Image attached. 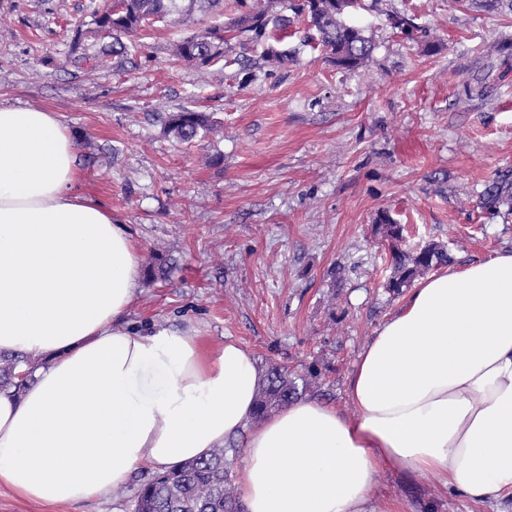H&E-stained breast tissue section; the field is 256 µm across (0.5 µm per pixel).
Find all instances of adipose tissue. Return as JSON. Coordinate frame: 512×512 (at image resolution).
Returning <instances> with one entry per match:
<instances>
[{
	"instance_id": "adipose-tissue-1",
	"label": "adipose tissue",
	"mask_w": 512,
	"mask_h": 512,
	"mask_svg": "<svg viewBox=\"0 0 512 512\" xmlns=\"http://www.w3.org/2000/svg\"><path fill=\"white\" fill-rule=\"evenodd\" d=\"M80 179L55 113L0 104V353L34 364L22 394L0 390V484L48 504L105 499L136 469L243 432L246 512H375L389 471L474 506L512 499L511 251L412 288L360 351L349 410L302 398L258 420L248 349L126 325L137 243Z\"/></svg>"
}]
</instances>
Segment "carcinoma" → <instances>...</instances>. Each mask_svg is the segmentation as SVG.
I'll return each mask as SVG.
<instances>
[{"label": "carcinoma", "mask_w": 512, "mask_h": 512, "mask_svg": "<svg viewBox=\"0 0 512 512\" xmlns=\"http://www.w3.org/2000/svg\"><path fill=\"white\" fill-rule=\"evenodd\" d=\"M198 0H112L96 12V24L112 38V55L125 53L123 39L161 21L177 24L195 23L198 28L175 45L176 59L200 68L219 61L247 70L257 60L247 51L262 45L261 59L285 62L293 52L285 48V40L294 18L307 23L317 32V47L340 69L352 70L368 61L372 43L362 27L350 20L354 8L345 0H303L281 9L266 5L254 7L247 0H235L238 13L222 25H206L192 18ZM292 11L290 17L287 11ZM239 49L233 58L229 52ZM212 126L210 116L203 112L182 109L173 113L167 132L184 143L202 140ZM512 201V176L504 174L489 185L482 197L481 207L491 214L500 213V206ZM379 233L388 241L391 250L392 272L384 288L394 295L403 293L413 282L428 272L448 263V253L441 245L429 243L404 249L405 225L386 213L377 219ZM27 359L19 355L0 354V388L10 387L21 392L32 380V373L22 372ZM309 377L284 364L268 366L257 394L255 418L261 419L273 410L297 400L307 392ZM226 447L215 448L209 457L189 460L169 470L155 474L135 494L134 512H244L237 496L229 468Z\"/></svg>", "instance_id": "obj_1"}]
</instances>
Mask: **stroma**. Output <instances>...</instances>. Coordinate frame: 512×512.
Here are the masks:
<instances>
[{"label":"stroma","mask_w":512,"mask_h":512,"mask_svg":"<svg viewBox=\"0 0 512 512\" xmlns=\"http://www.w3.org/2000/svg\"><path fill=\"white\" fill-rule=\"evenodd\" d=\"M104 0H0V100L56 113L83 162L79 188L127 224L140 286L126 317L225 341L320 377L309 397L346 407L361 348L399 305L383 283L391 253L375 223L405 224L408 245L438 243L451 263L512 249V221L480 206L512 171V9L478 0H362L371 61L337 69L288 38L294 61L241 71L176 61L184 27L157 23L115 57L95 22ZM414 17L409 40L390 16ZM210 115L179 143L170 114ZM223 162H215L216 154ZM169 266L153 277L156 258ZM149 478L122 496L50 505L0 486V512H133ZM467 512L434 478L385 474L376 512Z\"/></svg>","instance_id":"obj_1"}]
</instances>
